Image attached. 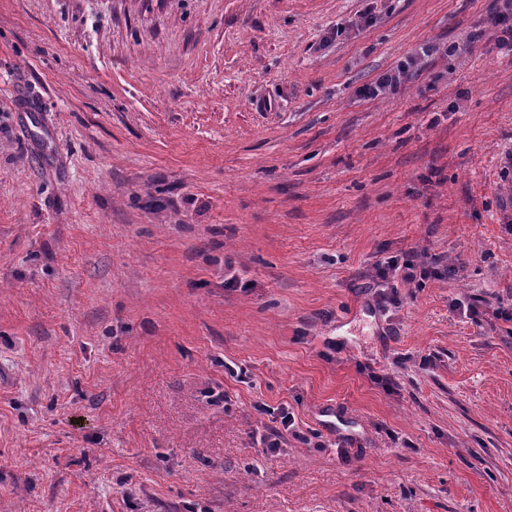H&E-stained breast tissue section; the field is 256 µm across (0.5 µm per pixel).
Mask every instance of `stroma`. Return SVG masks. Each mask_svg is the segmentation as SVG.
Masks as SVG:
<instances>
[{
	"label": "stroma",
	"mask_w": 512,
	"mask_h": 512,
	"mask_svg": "<svg viewBox=\"0 0 512 512\" xmlns=\"http://www.w3.org/2000/svg\"><path fill=\"white\" fill-rule=\"evenodd\" d=\"M495 5L0 0V512H512Z\"/></svg>",
	"instance_id": "1"
}]
</instances>
